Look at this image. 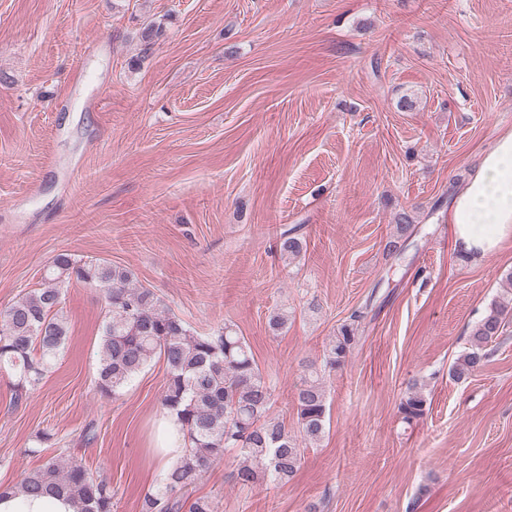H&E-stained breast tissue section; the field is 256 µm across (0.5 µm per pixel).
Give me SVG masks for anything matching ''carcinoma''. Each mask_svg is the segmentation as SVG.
<instances>
[{
  "mask_svg": "<svg viewBox=\"0 0 512 512\" xmlns=\"http://www.w3.org/2000/svg\"><path fill=\"white\" fill-rule=\"evenodd\" d=\"M412 227L410 216H396V234L384 250L399 253V240ZM131 270L105 259L83 260L57 254L46 268L44 287L35 288L0 312V369L15 378V399L37 386L65 344L71 324L63 312L65 288L74 281L99 289L106 303L98 346L96 387L115 396L154 359L167 374L164 408L177 419L185 450L169 468L163 483L145 494L141 512H214L208 497H177L201 479L210 464L237 450V483L246 487L267 481L286 484L301 467L305 446L326 431L327 397L322 371L345 366L357 345L364 312L353 311L323 352L321 364L307 365L296 396L298 433L268 417L272 386L259 369L244 337L230 326L199 334L165 306L148 288L133 283ZM512 324V308L493 302L469 331V347L452 366V376L468 378L488 358L486 347ZM427 399L418 383L409 386L398 405L403 423L423 418ZM64 494L79 512H112V489L70 455H58L23 474L4 494Z\"/></svg>",
  "mask_w": 512,
  "mask_h": 512,
  "instance_id": "1",
  "label": "carcinoma"
}]
</instances>
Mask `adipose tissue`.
I'll return each mask as SVG.
<instances>
[{
  "mask_svg": "<svg viewBox=\"0 0 512 512\" xmlns=\"http://www.w3.org/2000/svg\"><path fill=\"white\" fill-rule=\"evenodd\" d=\"M450 222L461 253L479 262L512 239V130L496 136L476 172L452 201ZM0 512H77L66 496L9 494L0 497Z\"/></svg>",
  "mask_w": 512,
  "mask_h": 512,
  "instance_id": "1",
  "label": "adipose tissue"
}]
</instances>
